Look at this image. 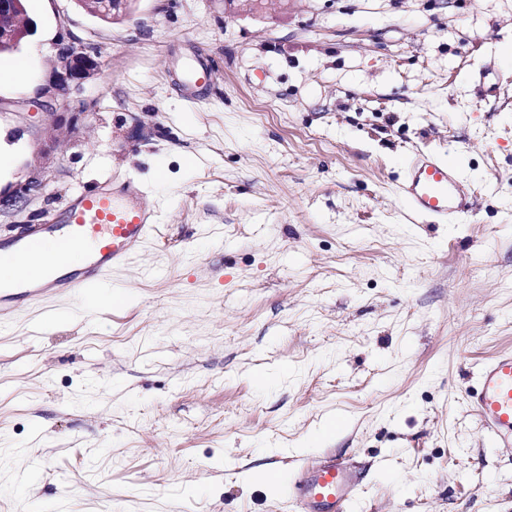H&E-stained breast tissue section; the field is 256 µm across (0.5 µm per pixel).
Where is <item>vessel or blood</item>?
Segmentation results:
<instances>
[{
	"instance_id": "b4317fda",
	"label": "vessel or blood",
	"mask_w": 512,
	"mask_h": 512,
	"mask_svg": "<svg viewBox=\"0 0 512 512\" xmlns=\"http://www.w3.org/2000/svg\"><path fill=\"white\" fill-rule=\"evenodd\" d=\"M401 195L409 211L454 222L473 212L470 187L445 161L433 156L410 163ZM142 191L129 181L74 195L60 214L48 216L19 236L0 243L13 258L37 255L42 242L56 241L57 252L9 284L0 283V321L46 299L80 288H92L112 269L126 265L143 247L156 224L155 214L141 203ZM90 243L81 264L67 262L69 250ZM471 406L496 439L512 442V353L487 361ZM298 512H349L359 482L344 462L325 457L301 465L290 482Z\"/></svg>"
}]
</instances>
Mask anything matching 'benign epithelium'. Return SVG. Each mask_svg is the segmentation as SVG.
Instances as JSON below:
<instances>
[{
	"mask_svg": "<svg viewBox=\"0 0 512 512\" xmlns=\"http://www.w3.org/2000/svg\"><path fill=\"white\" fill-rule=\"evenodd\" d=\"M84 9L99 18L112 15L117 22L128 16L123 11L127 0H83ZM34 32L31 21L18 6V0H0V45L7 44L13 48L19 46L22 39ZM57 55L62 62V70L54 72L49 79L35 88L30 102L46 111V116L57 124L60 119L56 113L48 111L52 103L67 95L71 87H80L83 82L100 70L98 53L93 48L77 42L62 41L57 44ZM46 186V181L38 174H32L20 183L13 194L0 196L1 205H10L37 196Z\"/></svg>",
	"mask_w": 512,
	"mask_h": 512,
	"instance_id": "1",
	"label": "benign epithelium"
}]
</instances>
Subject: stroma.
<instances>
[{
	"label": "stroma",
	"instance_id": "stroma-1",
	"mask_svg": "<svg viewBox=\"0 0 512 512\" xmlns=\"http://www.w3.org/2000/svg\"><path fill=\"white\" fill-rule=\"evenodd\" d=\"M26 11L34 34L0 56L25 77L1 99L33 96L59 36L102 69L60 125L0 112V192L47 183L0 211V240L129 179L160 228L107 276L110 302L64 294L0 329V512H296L257 468L326 455L362 478L349 512H512V447L470 408L512 351V0ZM198 57L211 77L188 97ZM492 61L491 94L474 77ZM420 154L452 160L472 215L406 209ZM46 186V181L39 174L29 175L26 180L20 183L13 194L8 197L0 196L1 206L13 205L20 201L26 202L28 198L37 196Z\"/></svg>",
	"mask_w": 512,
	"mask_h": 512
}]
</instances>
